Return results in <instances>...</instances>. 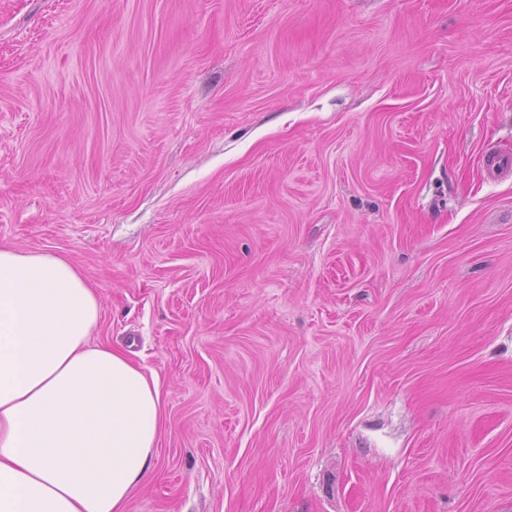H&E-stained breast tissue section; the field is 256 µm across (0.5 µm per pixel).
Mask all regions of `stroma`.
Listing matches in <instances>:
<instances>
[{
  "instance_id": "1",
  "label": "stroma",
  "mask_w": 512,
  "mask_h": 512,
  "mask_svg": "<svg viewBox=\"0 0 512 512\" xmlns=\"http://www.w3.org/2000/svg\"><path fill=\"white\" fill-rule=\"evenodd\" d=\"M512 0H0V245L156 375L125 512H512ZM484 169L487 179L498 180L505 174L512 173V156L504 153H496L487 157L484 162Z\"/></svg>"
}]
</instances>
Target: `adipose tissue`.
<instances>
[{
    "mask_svg": "<svg viewBox=\"0 0 512 512\" xmlns=\"http://www.w3.org/2000/svg\"><path fill=\"white\" fill-rule=\"evenodd\" d=\"M100 317L69 260L0 246V512H125L154 475L159 383Z\"/></svg>",
    "mask_w": 512,
    "mask_h": 512,
    "instance_id": "ef3b65f1",
    "label": "adipose tissue"
}]
</instances>
